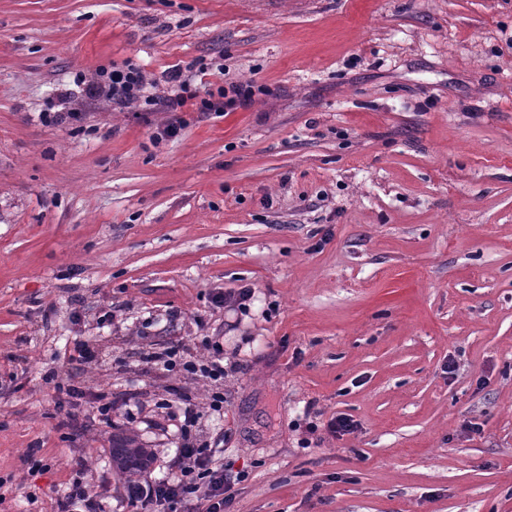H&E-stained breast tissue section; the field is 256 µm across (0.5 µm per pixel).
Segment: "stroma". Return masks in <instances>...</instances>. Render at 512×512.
<instances>
[{
    "mask_svg": "<svg viewBox=\"0 0 512 512\" xmlns=\"http://www.w3.org/2000/svg\"><path fill=\"white\" fill-rule=\"evenodd\" d=\"M125 62L262 91L160 144L162 112L40 119ZM205 336L218 384L143 372ZM77 339L114 409L70 429L44 377ZM215 388L230 512H512V0H0V512L79 480L132 512L113 434L170 476Z\"/></svg>",
    "mask_w": 512,
    "mask_h": 512,
    "instance_id": "35a3bbf8",
    "label": "stroma"
}]
</instances>
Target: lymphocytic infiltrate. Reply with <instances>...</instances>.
<instances>
[{
	"mask_svg": "<svg viewBox=\"0 0 512 512\" xmlns=\"http://www.w3.org/2000/svg\"><path fill=\"white\" fill-rule=\"evenodd\" d=\"M75 86L59 97L52 123H78L86 110L108 107L113 109L148 106L153 112L223 113L225 109L251 101L252 86L230 84L214 86L207 92L183 75L181 65H173L155 76L144 69L125 63L112 68H100L92 73H77ZM149 364L162 365L166 371L182 370L188 375L212 381L224 377V349L212 344L209 358H196L189 347L181 351L164 350L150 356ZM199 411L195 404L186 403L176 418L180 443L177 453V473L171 478L139 486L129 491V502L136 512H182L187 499H195L194 512H224L230 504L224 496L229 479L223 467L214 465L208 448L196 438Z\"/></svg>",
	"mask_w": 512,
	"mask_h": 512,
	"instance_id": "f902f5d3",
	"label": "lymphocytic infiltrate"
}]
</instances>
